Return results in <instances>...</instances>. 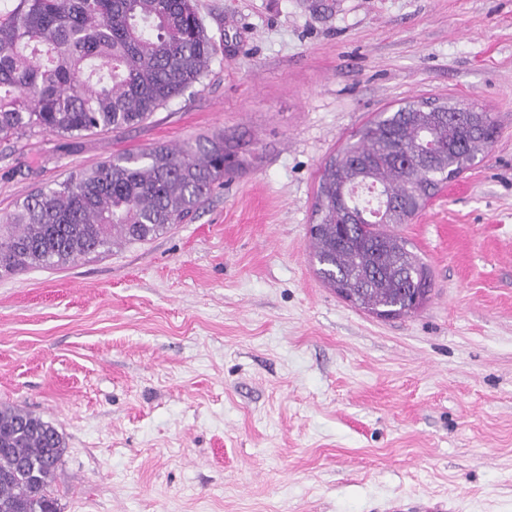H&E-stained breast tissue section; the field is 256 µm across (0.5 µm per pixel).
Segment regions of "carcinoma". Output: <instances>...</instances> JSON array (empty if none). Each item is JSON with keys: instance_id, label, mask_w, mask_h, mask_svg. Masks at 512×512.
I'll return each mask as SVG.
<instances>
[{"instance_id": "obj_1", "label": "carcinoma", "mask_w": 512, "mask_h": 512, "mask_svg": "<svg viewBox=\"0 0 512 512\" xmlns=\"http://www.w3.org/2000/svg\"><path fill=\"white\" fill-rule=\"evenodd\" d=\"M194 0H14L0 10V140L139 124L200 82L214 55ZM483 112L453 120L408 103L352 135L326 162L310 229L318 273L366 311L407 314L430 291L405 224L491 145ZM234 170L224 140L113 157L26 197L0 224V274L62 266L145 243L182 223ZM65 442L48 421L0 405V512H58L50 487Z\"/></svg>"}]
</instances>
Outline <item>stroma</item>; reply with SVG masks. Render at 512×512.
<instances>
[{
	"label": "stroma",
	"instance_id": "obj_1",
	"mask_svg": "<svg viewBox=\"0 0 512 512\" xmlns=\"http://www.w3.org/2000/svg\"><path fill=\"white\" fill-rule=\"evenodd\" d=\"M206 77L144 122L0 141V218L122 152L223 138L192 219L0 277V403L66 443L60 512H512V0H196ZM471 100L488 152L397 225L432 290L379 318L317 275L325 163Z\"/></svg>",
	"mask_w": 512,
	"mask_h": 512
}]
</instances>
